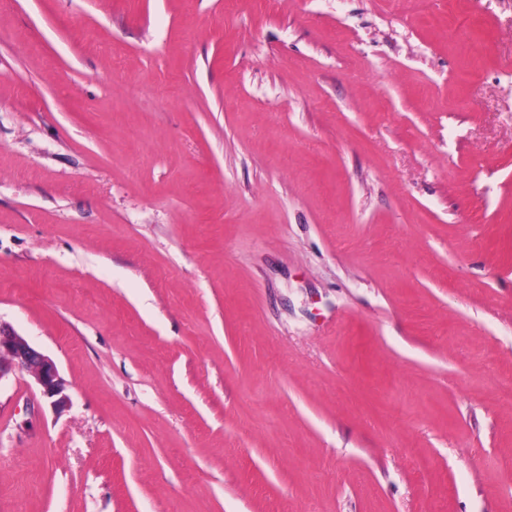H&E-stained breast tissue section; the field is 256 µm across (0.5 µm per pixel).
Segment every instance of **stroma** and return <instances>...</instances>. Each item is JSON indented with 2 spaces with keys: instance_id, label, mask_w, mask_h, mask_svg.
<instances>
[{
  "instance_id": "1",
  "label": "stroma",
  "mask_w": 512,
  "mask_h": 512,
  "mask_svg": "<svg viewBox=\"0 0 512 512\" xmlns=\"http://www.w3.org/2000/svg\"><path fill=\"white\" fill-rule=\"evenodd\" d=\"M0 512H512V0H0ZM31 374L43 398L57 411L70 404L68 384L55 362L18 335L9 325L0 322V380L13 371Z\"/></svg>"
}]
</instances>
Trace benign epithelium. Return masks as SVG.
I'll return each mask as SVG.
<instances>
[{"label":"benign epithelium","instance_id":"1","mask_svg":"<svg viewBox=\"0 0 512 512\" xmlns=\"http://www.w3.org/2000/svg\"><path fill=\"white\" fill-rule=\"evenodd\" d=\"M16 370L34 377L42 397L55 410H63L70 404L68 384L55 362L9 325L0 322V381Z\"/></svg>","mask_w":512,"mask_h":512}]
</instances>
